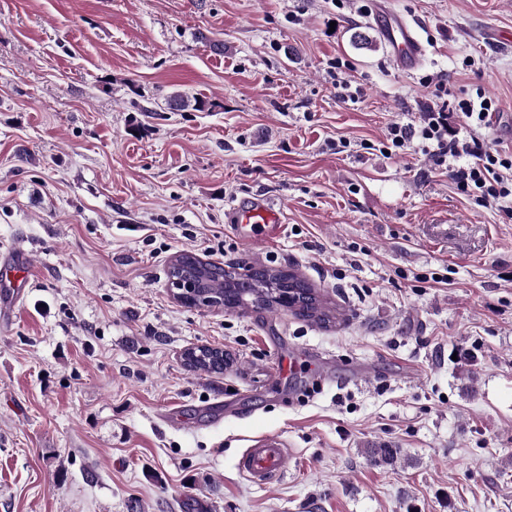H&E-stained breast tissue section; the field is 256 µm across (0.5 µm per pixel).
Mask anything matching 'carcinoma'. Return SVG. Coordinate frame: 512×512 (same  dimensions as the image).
<instances>
[{
  "label": "carcinoma",
  "instance_id": "obj_1",
  "mask_svg": "<svg viewBox=\"0 0 512 512\" xmlns=\"http://www.w3.org/2000/svg\"><path fill=\"white\" fill-rule=\"evenodd\" d=\"M179 259L182 260V263L203 272L206 293L224 299V305L228 307L235 309L245 306L244 295L250 294L254 296L253 303L255 305L272 309L283 305V302L277 297V293L287 288H298L306 292L307 302L301 306L304 316L323 322L341 320L342 313L339 308L324 306L311 292L307 283L295 274L264 269L260 271V277L254 279L253 286L241 288L236 279L224 272V268L221 266L205 264L196 256L188 253L179 255ZM185 365L198 370H221L224 368V352L216 348L205 347L199 352L198 357L187 360Z\"/></svg>",
  "mask_w": 512,
  "mask_h": 512
}]
</instances>
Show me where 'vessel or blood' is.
Segmentation results:
<instances>
[{"label":"vessel or blood","mask_w":512,"mask_h":512,"mask_svg":"<svg viewBox=\"0 0 512 512\" xmlns=\"http://www.w3.org/2000/svg\"><path fill=\"white\" fill-rule=\"evenodd\" d=\"M372 18L385 39L392 62L400 69H416L424 55V45L413 23L399 13L391 11L384 0H373ZM232 211L235 222L231 231L250 241H271L280 236L283 228V212L269 201L240 203ZM29 271L26 253L15 249L0 257V284L17 288L25 281ZM287 463L284 441L269 435L246 449L238 461L239 471L253 483L264 484L283 473Z\"/></svg>","instance_id":"vessel-or-blood-1"}]
</instances>
